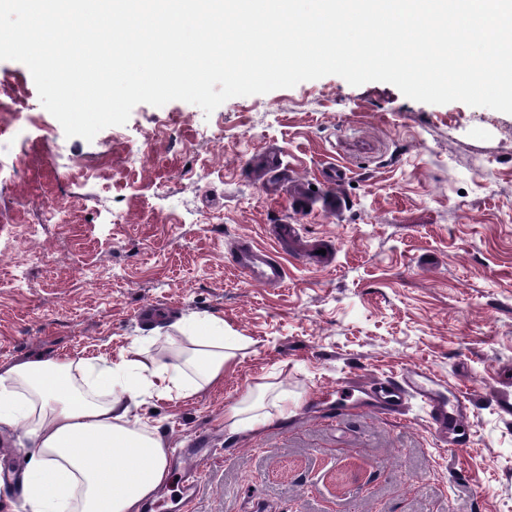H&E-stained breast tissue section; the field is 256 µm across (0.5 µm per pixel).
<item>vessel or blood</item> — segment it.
Wrapping results in <instances>:
<instances>
[{"instance_id":"1","label":"vessel or blood","mask_w":512,"mask_h":512,"mask_svg":"<svg viewBox=\"0 0 512 512\" xmlns=\"http://www.w3.org/2000/svg\"><path fill=\"white\" fill-rule=\"evenodd\" d=\"M345 176V171L338 166L329 167L325 172L324 180L330 187L329 192L320 198L325 210L336 209L338 199L334 188ZM229 259L233 267L260 285L276 288L285 282L286 271L280 259L271 250L259 247L250 240H243L239 248L230 254ZM430 380L427 372L414 366L405 369L400 379L367 383L364 394L369 405L382 406L384 414L387 415L401 413L408 397L418 398L425 407L427 422L440 445L456 447L454 434L458 424L464 421L470 400L462 395L455 404H447L431 386ZM211 454V449L201 440L197 441L195 447L185 449L183 464L190 474L182 486L183 499H192L197 494L199 482L194 469L199 461Z\"/></svg>"}]
</instances>
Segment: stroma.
Here are the masks:
<instances>
[{
	"instance_id": "35a3bbf8",
	"label": "stroma",
	"mask_w": 512,
	"mask_h": 512,
	"mask_svg": "<svg viewBox=\"0 0 512 512\" xmlns=\"http://www.w3.org/2000/svg\"><path fill=\"white\" fill-rule=\"evenodd\" d=\"M0 87L19 90L0 128L25 155L0 174V369L158 353L182 319L217 314L246 342L223 387L135 410L170 453L198 434L216 447L185 512H512V114L328 75L209 115L141 103L88 141L24 64L0 60ZM333 164L338 208L298 209L293 186L311 194ZM280 224L325 263L279 247ZM242 239L279 252L283 286L228 264ZM413 364L471 396L467 447L439 446L418 400L376 416L342 385ZM259 384L287 418L230 427ZM268 391L265 385H259L255 389H250L247 394L237 403L230 405L224 412V420H228L232 426L237 423H244L248 419L242 418L250 410L254 409L256 404L261 401Z\"/></svg>"
}]
</instances>
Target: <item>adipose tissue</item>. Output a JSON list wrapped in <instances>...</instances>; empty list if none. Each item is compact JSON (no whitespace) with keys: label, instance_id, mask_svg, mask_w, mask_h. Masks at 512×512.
Returning a JSON list of instances; mask_svg holds the SVG:
<instances>
[{"label":"adipose tissue","instance_id":"ef3b65f1","mask_svg":"<svg viewBox=\"0 0 512 512\" xmlns=\"http://www.w3.org/2000/svg\"><path fill=\"white\" fill-rule=\"evenodd\" d=\"M181 332L168 362L136 343L116 362L36 357L0 370V425L22 428L32 448L33 512H140L166 482L168 443L135 408L222 386L244 344L218 315L185 320Z\"/></svg>","mask_w":512,"mask_h":512}]
</instances>
